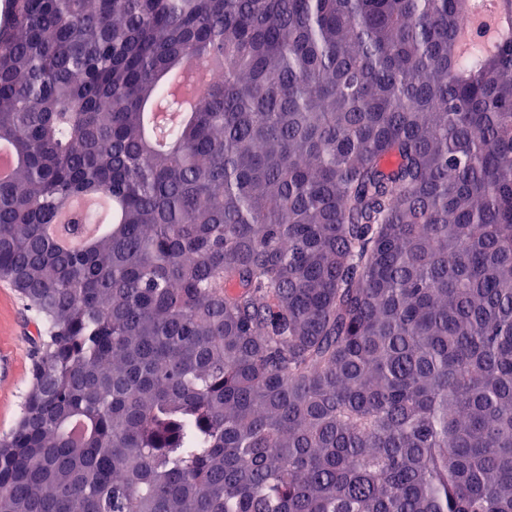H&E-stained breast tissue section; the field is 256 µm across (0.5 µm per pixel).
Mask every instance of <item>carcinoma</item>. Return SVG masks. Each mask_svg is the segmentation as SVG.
<instances>
[{
  "label": "carcinoma",
  "mask_w": 512,
  "mask_h": 512,
  "mask_svg": "<svg viewBox=\"0 0 512 512\" xmlns=\"http://www.w3.org/2000/svg\"><path fill=\"white\" fill-rule=\"evenodd\" d=\"M462 3L0 0V512H512V47ZM466 5L471 16L459 33L465 51L471 50L476 43L489 50L510 43L512 17L501 13L493 0H467ZM27 336H36L33 316L14 288L0 281V345L13 343L24 346L14 375L13 351H0V435L16 422L23 394L31 383L33 364L38 359L31 356ZM12 375L7 384H1Z\"/></svg>",
  "instance_id": "carcinoma-1"
}]
</instances>
